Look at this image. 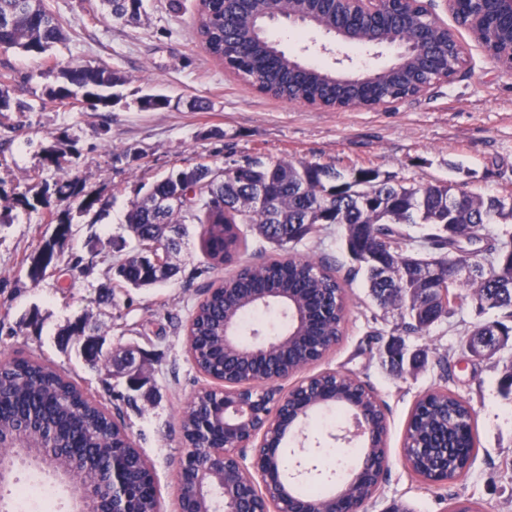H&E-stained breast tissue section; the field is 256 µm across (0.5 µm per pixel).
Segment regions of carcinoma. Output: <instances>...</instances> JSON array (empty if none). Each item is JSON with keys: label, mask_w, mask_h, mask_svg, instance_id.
I'll use <instances>...</instances> for the list:
<instances>
[{"label": "carcinoma", "mask_w": 512, "mask_h": 512, "mask_svg": "<svg viewBox=\"0 0 512 512\" xmlns=\"http://www.w3.org/2000/svg\"><path fill=\"white\" fill-rule=\"evenodd\" d=\"M101 2L113 18L130 24L138 22L144 8L143 0ZM274 7L275 0H200L199 18L208 21L198 27V35L207 39L212 57L276 98L340 110L367 107L378 98L393 103L432 84L435 74H452L448 63L458 64L448 33L425 10L418 11L407 26L408 5L385 4L378 19L358 21L357 34L367 36L379 29L384 41L401 44L412 37L413 28L430 26L429 43L414 47L430 66L390 69L372 78L335 74L319 66L302 70L278 49L264 28L267 9ZM293 7L316 13L328 32L341 35V0H294ZM460 24L498 62L512 64V26L494 3L483 0L477 9L460 12ZM62 39V24L44 0H0V48L39 57ZM58 78L56 85L45 89L48 99L69 100L80 93L81 103L91 109L108 105L112 97L103 91L121 81L116 73L91 64L62 67ZM50 191L62 202L82 197L84 211L99 203L95 197L82 195L79 182L67 173L55 181L54 188L47 184L35 192L28 188L18 201L30 205L31 193L42 202ZM175 193L190 197L187 207L171 209L160 218L147 205L131 203L126 224L135 236L160 243L163 229H153L155 224H173L184 237L189 235L188 225L202 224V250L212 265L219 266L232 261L247 244V228L282 249L319 232L322 224H335L343 229L348 254L366 273L371 295L378 305L400 311L406 331L426 334L466 306L481 313L497 309L512 319V239L501 241L490 231L491 225L512 220V200L484 197L446 183L408 185L390 176L383 178L371 168L342 173L330 165L282 160L268 164L247 160L222 169L219 175L197 164L153 181L146 190L152 198ZM406 224H428L431 232L415 246L404 231ZM377 256L384 257L392 269L388 281L374 273L372 260ZM51 260L50 248L32 257L30 279L42 278ZM430 265L436 266L434 284L420 278L422 268ZM461 268L469 274L458 276ZM112 269L121 287L145 288L164 282L147 261L124 257ZM450 284L454 301L421 314L417 307L420 289ZM272 288L291 293L299 305L314 313L326 310L327 317L321 325L311 320L301 326L288 351L263 365L265 375L284 373L306 362L309 349L326 346L332 336H342L345 291L334 271L307 258L280 256L254 269L242 267L198 303L189 328L197 368L222 373L224 353L215 336L224 312L236 306L239 321L253 317L260 309L248 307L247 299ZM481 329H495L505 341L512 335V327L499 321L474 323L468 335ZM214 407L216 401L210 395L199 396L184 425L186 443L193 442L196 422L207 418ZM30 416L45 426L49 442L62 443L100 462L114 454L138 452L128 435L112 423L111 415L53 364L28 358L1 361L0 426L9 428ZM474 416L468 402L448 391L433 390L416 403L407 433L416 443L426 441L448 449V473L463 480L478 450ZM440 461L439 452L428 457L414 452L407 465L419 479L432 481ZM150 483L151 475L143 469L134 468L128 474L136 498L147 493Z\"/></svg>", "instance_id": "obj_1"}]
</instances>
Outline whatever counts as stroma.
Here are the masks:
<instances>
[{"mask_svg":"<svg viewBox=\"0 0 512 512\" xmlns=\"http://www.w3.org/2000/svg\"><path fill=\"white\" fill-rule=\"evenodd\" d=\"M60 17L66 38L43 57L0 50V73L9 72L13 98L26 112H0V361L33 356L55 364L121 422L150 463L161 512H173L177 469L189 453L181 428L187 399L204 383L187 352L185 334L209 285L227 276L212 268L200 246V225L190 227L172 258L177 274L150 288H108L109 264L93 249L128 236L125 216L132 200L157 178L199 163L224 167L247 159H285L328 164L346 172L372 167L409 184L449 182L482 196L512 195V71L493 63L469 31L453 32L466 48L465 63L452 80L386 108L336 111L288 102L257 92L214 59L198 35L199 0H144L137 23L101 13L99 0H45ZM280 50L305 64L346 75L390 66L394 47L339 45L332 35L279 20L267 27ZM90 63L123 79L112 103L92 112L46 99L57 68ZM159 93L168 108L147 111L140 99ZM58 156L59 165L48 162ZM68 170L99 204L82 211L78 200L26 207L14 204L34 184H51ZM68 213L72 234L55 248L45 275L31 281L28 267L50 242V216ZM289 252L327 258L346 292L344 335L306 375L333 370L370 386L383 404L389 466L363 512H448L463 500L481 512H512V396L499 390L503 360L512 345L474 360L462 348L464 330L477 320L464 309L425 335L404 332L398 310L373 302L364 274L345 251L336 225L289 245ZM93 260L92 274L73 267L74 257ZM85 318L92 336L109 347L141 353L146 383L135 402L122 400L123 378L106 377L80 353L82 337L62 340L72 321ZM403 337L408 360L391 372L383 354L392 336ZM440 387L475 408L478 451L466 480L426 485L405 465L402 448L416 400ZM348 413L322 410L312 416L306 447L317 449L321 472L300 485L336 481L325 460L346 450L341 434Z\"/></svg>","mask_w":512,"mask_h":512,"instance_id":"stroma-1","label":"stroma"}]
</instances>
